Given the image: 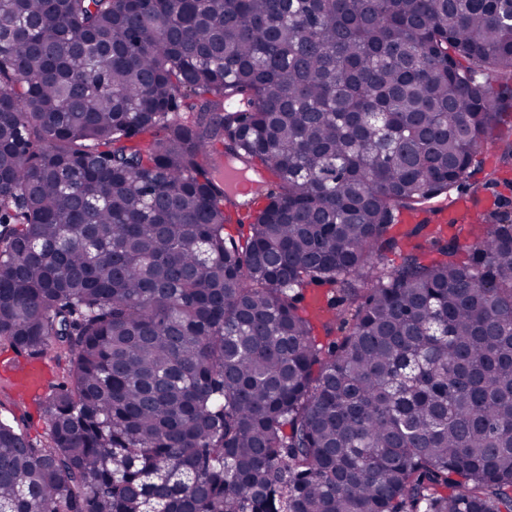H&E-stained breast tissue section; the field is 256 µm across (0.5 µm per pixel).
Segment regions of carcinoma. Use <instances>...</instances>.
Segmentation results:
<instances>
[{"mask_svg": "<svg viewBox=\"0 0 512 512\" xmlns=\"http://www.w3.org/2000/svg\"><path fill=\"white\" fill-rule=\"evenodd\" d=\"M511 84L512 0H0V512H512V217L426 208ZM29 360H42L39 361L41 363L47 364L50 368L49 374L46 378L44 388L41 394L37 396H29L27 399L23 401V404L21 406V409L23 412H25L28 416V433L30 434L31 438L39 441H45L47 437V426L44 422L42 416L40 407L38 404V397L42 395L45 391H48L49 385L51 383H56L59 381L58 375H59V369L56 365V363L49 359H29ZM18 380L20 386L18 391L27 396L37 391L43 383V367L38 363H30L23 367H17Z\"/></svg>", "mask_w": 512, "mask_h": 512, "instance_id": "1", "label": "carcinoma"}]
</instances>
